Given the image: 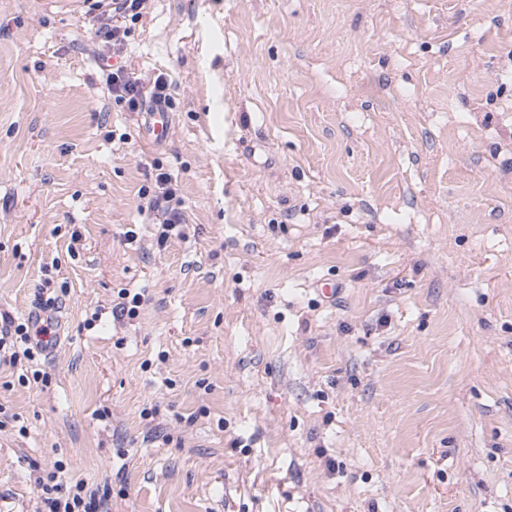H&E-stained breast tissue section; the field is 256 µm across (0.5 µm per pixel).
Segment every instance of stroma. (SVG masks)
<instances>
[{
    "instance_id": "stroma-1",
    "label": "stroma",
    "mask_w": 512,
    "mask_h": 512,
    "mask_svg": "<svg viewBox=\"0 0 512 512\" xmlns=\"http://www.w3.org/2000/svg\"><path fill=\"white\" fill-rule=\"evenodd\" d=\"M96 26L0 0V312L66 290L49 383L0 366V512L58 460L111 512H512V0H148L160 145ZM101 60L106 63V67H112V72L108 75V85L112 92V97L123 102L131 112H140L147 98L169 102V83L164 75H158L152 82L149 90L140 82V79L124 71L122 67H114L108 64L110 56L100 55ZM145 114L144 133L148 140L161 143L168 139L171 132V112L165 104L151 102ZM154 189L148 195V189L141 187L140 195L149 197V208L156 212L160 226L157 230V243H166L172 235L180 234L184 224V200L178 189L177 180L173 175L160 168H155Z\"/></svg>"
}]
</instances>
